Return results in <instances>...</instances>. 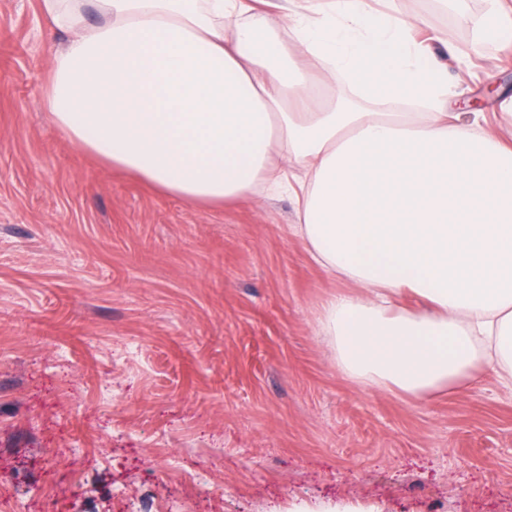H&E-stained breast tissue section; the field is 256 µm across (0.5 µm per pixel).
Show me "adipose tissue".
Segmentation results:
<instances>
[{"mask_svg":"<svg viewBox=\"0 0 512 512\" xmlns=\"http://www.w3.org/2000/svg\"><path fill=\"white\" fill-rule=\"evenodd\" d=\"M42 10L69 34L49 52L46 108L107 164L191 206L304 170L294 196L312 260L365 290L322 306L342 376L428 397L490 366L512 388V145L479 113L446 109L448 67L414 41V21L369 0H304L284 21L249 0ZM510 40L512 12L491 6L475 52ZM298 47L310 68L293 65ZM319 69L370 109L333 106ZM406 292L427 308L397 307Z\"/></svg>","mask_w":512,"mask_h":512,"instance_id":"ef3b65f1","label":"adipose tissue"}]
</instances>
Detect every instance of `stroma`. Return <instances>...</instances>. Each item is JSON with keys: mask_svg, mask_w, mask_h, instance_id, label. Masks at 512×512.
<instances>
[{"mask_svg": "<svg viewBox=\"0 0 512 512\" xmlns=\"http://www.w3.org/2000/svg\"><path fill=\"white\" fill-rule=\"evenodd\" d=\"M370 3L512 135V44L472 51L489 0ZM63 42L0 0V512H512L495 370L428 399L343 378L318 319L357 288L294 198L193 208L82 149L43 104Z\"/></svg>", "mask_w": 512, "mask_h": 512, "instance_id": "35a3bbf8", "label": "stroma"}]
</instances>
